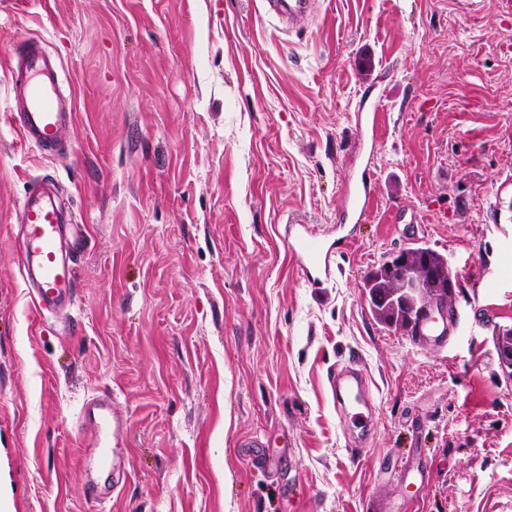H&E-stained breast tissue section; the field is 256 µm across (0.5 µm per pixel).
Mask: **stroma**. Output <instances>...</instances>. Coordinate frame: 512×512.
Instances as JSON below:
<instances>
[{
  "label": "stroma",
  "instance_id": "1",
  "mask_svg": "<svg viewBox=\"0 0 512 512\" xmlns=\"http://www.w3.org/2000/svg\"><path fill=\"white\" fill-rule=\"evenodd\" d=\"M33 39L77 117L50 155L0 120V512H512L500 0H312L293 29L266 0H0V109ZM366 168L360 221L344 190ZM46 175L90 238L74 306L39 321L13 235ZM296 224L331 251L322 287ZM417 246L453 274L444 340L383 323L364 290ZM346 365L364 430L330 388ZM104 390L127 419L107 503L79 422Z\"/></svg>",
  "mask_w": 512,
  "mask_h": 512
}]
</instances>
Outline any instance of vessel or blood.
<instances>
[{"mask_svg": "<svg viewBox=\"0 0 512 512\" xmlns=\"http://www.w3.org/2000/svg\"><path fill=\"white\" fill-rule=\"evenodd\" d=\"M10 65L13 99L6 114L9 125L25 144L44 154L54 152L77 110L74 96L61 95L58 90V60L34 39L15 52ZM371 186L372 177L366 171L359 187L347 192L348 205L358 216L373 209ZM86 233V226L73 223L58 203L52 178H45L25 195L14 242L37 316L73 306ZM289 248L312 284H321L323 276L329 275L330 253L315 234L305 231L296 235ZM80 423L100 432L96 447L118 446L124 441L127 426L113 411L110 393L90 398L81 409Z\"/></svg>", "mask_w": 512, "mask_h": 512, "instance_id": "1", "label": "vessel or blood"}]
</instances>
